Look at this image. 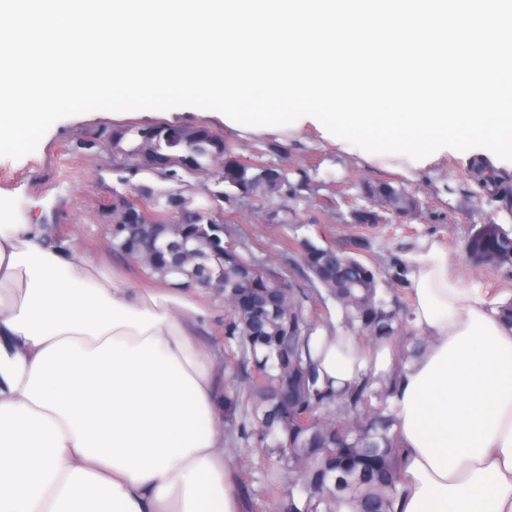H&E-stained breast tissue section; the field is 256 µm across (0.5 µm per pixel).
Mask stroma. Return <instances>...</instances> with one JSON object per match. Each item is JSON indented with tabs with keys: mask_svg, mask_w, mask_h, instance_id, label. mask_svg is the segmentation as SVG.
Listing matches in <instances>:
<instances>
[{
	"mask_svg": "<svg viewBox=\"0 0 512 512\" xmlns=\"http://www.w3.org/2000/svg\"><path fill=\"white\" fill-rule=\"evenodd\" d=\"M157 124L207 126L222 136L235 154L262 155L268 164L286 169L290 180H297L299 171L307 170L310 189L297 199H222L216 195L217 184L206 176L190 178L184 189L145 172L129 176L123 183L113 170L119 158L112 152L95 147L79 154L73 151L77 142L92 139L105 129ZM277 140L286 146V153L268 154L264 136L232 137L225 133L221 118H200L187 106L174 107L162 114L99 110L73 115L55 122L32 153L20 158L0 156V200L12 203L29 223L47 224L53 231L64 233L68 246L93 259L105 275L122 276L131 287L147 288L150 280L130 261L113 252L106 233L107 208L113 191L123 192L130 187L146 188L157 195L182 191L195 204L209 207L213 213L232 214L241 231L250 234L251 250L256 257L275 255L284 265L287 257L278 254L281 237H307L320 244H336L352 211L368 206L359 186L351 184L352 176L370 181L389 180L447 218L443 224L433 223L426 213L409 218V225L416 231L413 247L428 240L445 244L465 278L477 280L484 289L494 282L501 284L503 290L497 294V301L512 298V270L493 273L473 267L463 252L462 242L472 225L507 224L512 222V215L497 204L481 200L475 186L463 180L468 162L456 150H449L427 169L406 175L401 171L402 160L366 161L360 155V147L344 152L313 129L283 133ZM343 182L349 188L340 197L336 189ZM275 215L287 217V226L272 223ZM258 225L266 226L267 231L256 238L252 231Z\"/></svg>",
	"mask_w": 512,
	"mask_h": 512,
	"instance_id": "obj_1",
	"label": "stroma"
}]
</instances>
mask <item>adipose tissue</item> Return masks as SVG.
Here are the masks:
<instances>
[{
  "instance_id": "ef3b65f1",
  "label": "adipose tissue",
  "mask_w": 512,
  "mask_h": 512,
  "mask_svg": "<svg viewBox=\"0 0 512 512\" xmlns=\"http://www.w3.org/2000/svg\"><path fill=\"white\" fill-rule=\"evenodd\" d=\"M48 229L0 224V512H241L224 451V340L186 296L98 281ZM425 339L391 405L396 512H512V323L447 247L407 255ZM322 375L352 358L312 336Z\"/></svg>"
}]
</instances>
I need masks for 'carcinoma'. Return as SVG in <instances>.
<instances>
[{
  "mask_svg": "<svg viewBox=\"0 0 512 512\" xmlns=\"http://www.w3.org/2000/svg\"><path fill=\"white\" fill-rule=\"evenodd\" d=\"M157 124L101 132L76 149L119 147L129 134L136 144L122 150L126 163L117 171H145L181 183L182 168H156L140 157L141 133L152 134L156 153L172 160L191 154V174L212 171L216 184L229 190L251 188L264 197H301L309 179L297 181L258 155H235L209 128L189 131L197 137L170 135ZM480 197L512 216V174L487 158L469 162L463 173ZM364 194L393 217L417 214L423 204L391 181L360 180ZM160 225L163 239L152 243L145 224H114L112 250L148 278L175 288L198 286L224 297V444L239 458L237 486L245 512H396L403 483L397 418L390 405L400 373L415 352L400 343L409 332V268L400 244L379 263L369 230L392 220L372 209L369 219H352L339 243L299 242L307 285L288 281L282 288L273 274L282 267L242 254L246 242L234 237L233 221L218 220L207 207L185 199L178 223L168 206L148 190L136 194ZM469 262L486 270L512 269V224L470 228L463 243ZM336 303L338 325L327 300ZM337 336L336 345L367 365L341 387L319 377V358L310 336L318 328ZM385 348L391 363L376 370Z\"/></svg>",
  "mask_w": 512,
  "mask_h": 512,
  "instance_id": "cac0c4a2",
  "label": "carcinoma"
}]
</instances>
